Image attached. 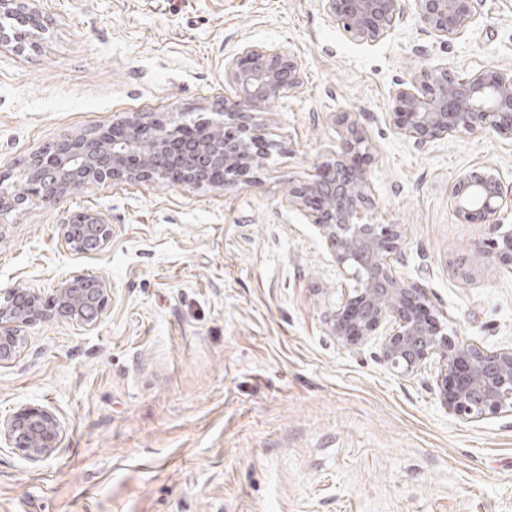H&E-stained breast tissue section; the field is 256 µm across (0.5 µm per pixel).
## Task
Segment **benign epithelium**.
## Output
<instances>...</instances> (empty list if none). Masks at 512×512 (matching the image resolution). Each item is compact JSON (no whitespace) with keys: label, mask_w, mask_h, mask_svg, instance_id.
Instances as JSON below:
<instances>
[{"label":"benign epithelium","mask_w":512,"mask_h":512,"mask_svg":"<svg viewBox=\"0 0 512 512\" xmlns=\"http://www.w3.org/2000/svg\"><path fill=\"white\" fill-rule=\"evenodd\" d=\"M18 0H0V45L26 38ZM328 17L354 41L375 42L387 36L414 10L425 29L441 38H459L475 20L481 0H321ZM237 100L214 109L219 120L192 124L183 114L144 123L135 115L109 128L74 134L33 153L23 179L41 202L60 205L78 187L97 182H171L179 186L220 188L249 170L266 150L261 133L248 119L272 100L300 87L301 60L278 45L245 44L224 65ZM391 114L399 133L417 147L448 136L491 129L512 139V72L487 68L468 78L448 77L446 69L421 71L392 97ZM336 159L311 181L288 191V205L307 212L336 259L353 281L345 301L328 317L331 335L345 346L379 339L382 362L407 376L438 359L436 386L448 414L472 420L512 414V346L488 349L444 332L432 313L424 289L400 279L404 261L402 233L396 224H365L359 216L371 204L361 161L365 136L350 114ZM456 217L467 223L496 215L506 204L503 182L492 171L471 172L449 191ZM85 238L95 250L107 247L112 229L94 211L79 214ZM501 229L489 250L512 264V226ZM487 248L478 245L484 253ZM112 288L98 274L62 280L47 295L38 289H0V361L20 352L26 329L58 319L96 327ZM61 428L49 409L28 405L0 419V445L15 448L31 461H43L59 447Z\"/></svg>","instance_id":"1"}]
</instances>
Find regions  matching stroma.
<instances>
[{"label": "stroma", "mask_w": 512, "mask_h": 512, "mask_svg": "<svg viewBox=\"0 0 512 512\" xmlns=\"http://www.w3.org/2000/svg\"><path fill=\"white\" fill-rule=\"evenodd\" d=\"M36 48L0 49V183L28 156L135 113L207 119L236 98L224 64L246 43L281 45L302 85L253 121L271 148L224 187L90 183L56 207L0 214V289L50 291L87 272L112 295L92 329L30 327L0 363V418L35 404L62 438L43 462L0 450V512H512V415H449L435 363L389 371L378 341L348 347L328 315L353 283L291 185L334 159L339 113L366 136L367 224H396L401 278L424 288L450 335L512 345V266L476 252L512 225L448 204L463 174L512 187V139L461 133L416 148L391 95L419 71L512 70V0H482L445 42L415 15L350 40L320 0H39ZM112 227L102 251L66 246L82 211Z\"/></svg>", "instance_id": "1"}]
</instances>
